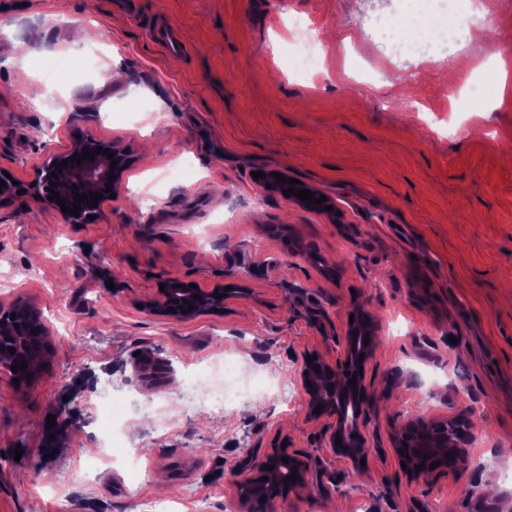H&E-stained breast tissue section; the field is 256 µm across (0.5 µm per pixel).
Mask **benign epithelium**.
<instances>
[{"label": "benign epithelium", "mask_w": 512, "mask_h": 512, "mask_svg": "<svg viewBox=\"0 0 512 512\" xmlns=\"http://www.w3.org/2000/svg\"><path fill=\"white\" fill-rule=\"evenodd\" d=\"M102 147L113 153L117 159L115 166H110L111 159L103 153H94L93 159L81 161V164L70 163L60 167V162L72 156L79 157L83 149L90 150ZM133 164L131 153L109 140L95 138H79L70 143L62 152H50L46 154L39 166L35 168L34 177L28 188L41 201L51 205L55 209L61 206L49 199V189L59 193L60 200L68 202V196L72 194V187L78 186L88 192L95 193L105 186L111 187V193L102 195V200L97 206L79 210L75 216L68 212L64 218L68 224H90V215H99L103 201L110 198V194L120 191L122 175ZM174 282H168L164 290L160 292L158 299L150 303V308L163 316L188 319L201 313L220 309L224 307V299L215 298V294L224 293V288L216 287L208 290L202 288H185V296L177 295V289L173 288ZM200 298H194V295ZM5 311L0 308V339L6 336L18 337L24 335V329L11 319H4ZM374 327L372 320L366 318L363 323L357 326H350L347 336L344 338L343 356L336 363L332 364L317 356H312V363L302 361L300 373V385L304 396L305 405L310 417L320 419L336 417V424L333 426L330 435L325 441L326 447L338 457L357 463L365 453V437L362 433L366 397L363 384L364 374L356 373L357 390H351L346 380L348 367H359V356L369 355L372 344H364L363 340H373ZM319 367L320 372H315L314 367ZM333 388H328V385ZM321 406L322 411L315 412L316 406ZM341 438L342 445L335 444L336 438ZM288 458V463H283L282 458ZM274 466V469H263V466ZM297 469L295 479L288 481L292 488L298 487L305 482L307 465L304 460L295 454L288 452V448L280 445H272L262 453L251 455L245 465L235 469L236 481L234 483V494L243 506L249 505L251 494L261 489V486L254 482L252 473H263L275 481H282L291 474V469Z\"/></svg>", "instance_id": "1"}]
</instances>
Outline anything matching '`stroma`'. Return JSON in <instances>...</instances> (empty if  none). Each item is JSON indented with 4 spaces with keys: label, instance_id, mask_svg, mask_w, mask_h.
Masks as SVG:
<instances>
[{
    "label": "stroma",
    "instance_id": "1",
    "mask_svg": "<svg viewBox=\"0 0 512 512\" xmlns=\"http://www.w3.org/2000/svg\"><path fill=\"white\" fill-rule=\"evenodd\" d=\"M399 0H0V170L27 184L76 137L135 158L96 223L32 194L0 195V306L23 299L53 350L29 384L0 372V512H246L233 470L273 442L306 483L268 512H512V0L454 66H387L365 36ZM326 47L286 65L292 19ZM164 20L187 52L166 57ZM281 170L331 213L268 191ZM226 287L190 320L147 308L170 280ZM375 325L364 364V462L308 418L302 356L342 355L352 316ZM260 396L210 411L185 381L214 364ZM286 379L281 403L268 387ZM462 416L467 467L412 477L392 443L421 417ZM54 426H47V419ZM500 487L486 497L479 476Z\"/></svg>",
    "mask_w": 512,
    "mask_h": 512
}]
</instances>
